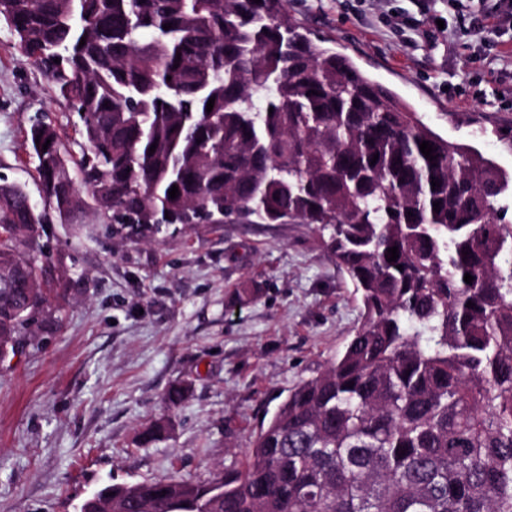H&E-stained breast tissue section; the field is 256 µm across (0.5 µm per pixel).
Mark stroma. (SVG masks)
<instances>
[{
  "label": "stroma",
  "instance_id": "stroma-1",
  "mask_svg": "<svg viewBox=\"0 0 512 512\" xmlns=\"http://www.w3.org/2000/svg\"><path fill=\"white\" fill-rule=\"evenodd\" d=\"M414 26L396 30L393 11ZM291 18L350 55L424 122L512 173V43L449 40L447 0H288ZM80 154L78 117L0 24V178L35 183V119ZM65 271L61 326L0 362V512H75L105 484L205 480L239 459L262 418L335 358L360 317L306 224H174L122 240L89 212L48 224ZM258 299L231 304L243 284ZM187 381L182 404L163 396ZM167 429L143 447L140 432Z\"/></svg>",
  "mask_w": 512,
  "mask_h": 512
}]
</instances>
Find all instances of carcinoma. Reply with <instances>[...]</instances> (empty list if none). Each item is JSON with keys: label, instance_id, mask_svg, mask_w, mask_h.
<instances>
[{"label": "carcinoma", "instance_id": "carcinoma-1", "mask_svg": "<svg viewBox=\"0 0 512 512\" xmlns=\"http://www.w3.org/2000/svg\"><path fill=\"white\" fill-rule=\"evenodd\" d=\"M287 3L0 0L86 144L72 166L38 121L42 207L0 184V360L36 320L59 322L39 225L87 206L129 240L309 224L330 231L359 302L343 351L211 478L106 484L77 512H512V175L291 22Z\"/></svg>", "mask_w": 512, "mask_h": 512}]
</instances>
